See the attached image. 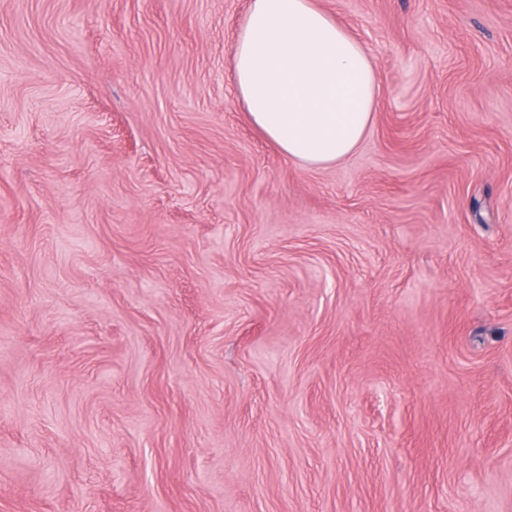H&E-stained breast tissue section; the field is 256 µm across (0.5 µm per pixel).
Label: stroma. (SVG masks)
<instances>
[{"mask_svg":"<svg viewBox=\"0 0 512 512\" xmlns=\"http://www.w3.org/2000/svg\"><path fill=\"white\" fill-rule=\"evenodd\" d=\"M383 93L311 169L249 0H0V512H512V0H318Z\"/></svg>","mask_w":512,"mask_h":512,"instance_id":"1","label":"stroma"}]
</instances>
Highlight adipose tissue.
I'll list each match as a JSON object with an SVG mask.
<instances>
[{
	"label": "adipose tissue",
	"instance_id": "ef3b65f1",
	"mask_svg": "<svg viewBox=\"0 0 512 512\" xmlns=\"http://www.w3.org/2000/svg\"><path fill=\"white\" fill-rule=\"evenodd\" d=\"M232 82L250 123L310 168L354 153L382 90L367 49L316 0H250Z\"/></svg>",
	"mask_w": 512,
	"mask_h": 512
}]
</instances>
